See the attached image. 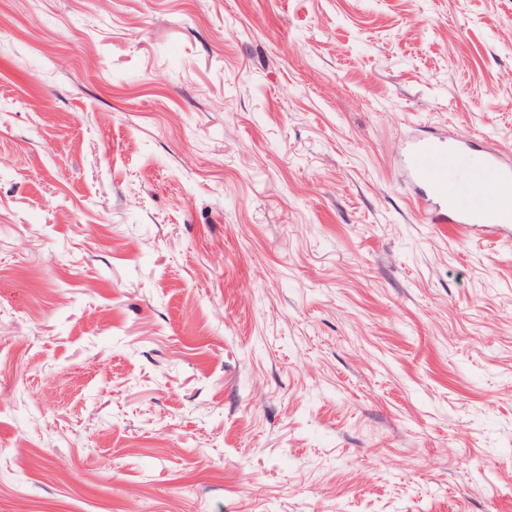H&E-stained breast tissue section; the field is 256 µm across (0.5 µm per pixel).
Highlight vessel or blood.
<instances>
[{
    "instance_id": "vessel-or-blood-1",
    "label": "vessel or blood",
    "mask_w": 512,
    "mask_h": 512,
    "mask_svg": "<svg viewBox=\"0 0 512 512\" xmlns=\"http://www.w3.org/2000/svg\"><path fill=\"white\" fill-rule=\"evenodd\" d=\"M464 150L456 144L443 140H420L409 148L404 164L416 179L423 181L430 195L426 202L431 213V220L436 224H487L489 215L456 206L453 191L454 178L448 169L450 155H463ZM502 181L512 179V167L502 164L493 154L482 155L474 167V176L469 184V192L480 204H488L489 194L486 185L488 174Z\"/></svg>"
}]
</instances>
